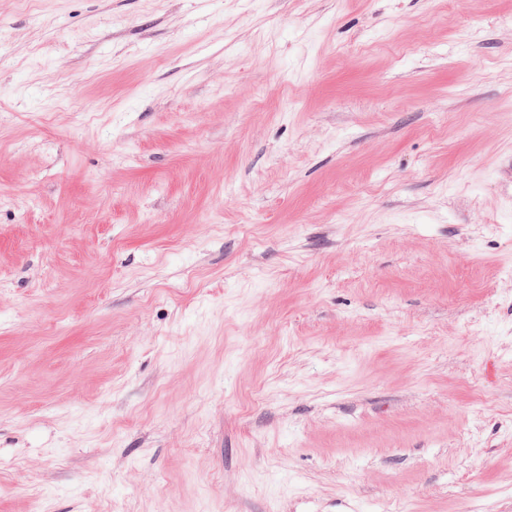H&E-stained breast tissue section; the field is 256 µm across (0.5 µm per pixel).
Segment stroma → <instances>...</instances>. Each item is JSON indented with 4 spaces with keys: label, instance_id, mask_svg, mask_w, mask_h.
<instances>
[{
    "label": "stroma",
    "instance_id": "1",
    "mask_svg": "<svg viewBox=\"0 0 512 512\" xmlns=\"http://www.w3.org/2000/svg\"><path fill=\"white\" fill-rule=\"evenodd\" d=\"M512 0H0V512H512Z\"/></svg>",
    "mask_w": 512,
    "mask_h": 512
}]
</instances>
